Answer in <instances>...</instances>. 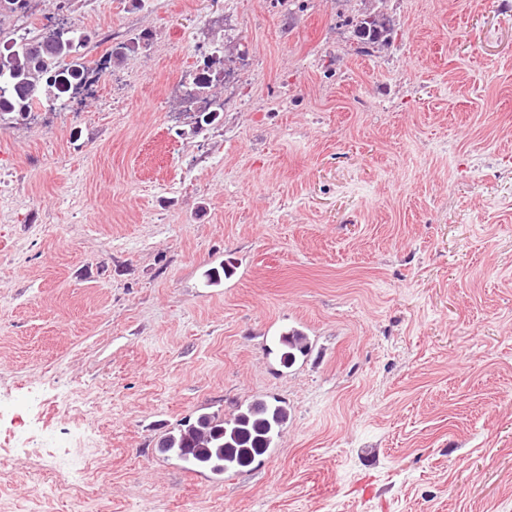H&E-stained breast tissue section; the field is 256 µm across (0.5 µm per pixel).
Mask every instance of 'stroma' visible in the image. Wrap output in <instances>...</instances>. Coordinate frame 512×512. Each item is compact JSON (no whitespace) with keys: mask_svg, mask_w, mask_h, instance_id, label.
Returning <instances> with one entry per match:
<instances>
[{"mask_svg":"<svg viewBox=\"0 0 512 512\" xmlns=\"http://www.w3.org/2000/svg\"><path fill=\"white\" fill-rule=\"evenodd\" d=\"M59 2L0 26L96 34L89 92L0 128V426L90 446L79 484L0 447V512H512V0ZM225 51L194 134L171 88ZM256 398L275 454L159 452ZM354 33L361 47L360 52L371 54L375 49L387 45L394 33V21L384 13L369 14L355 22ZM283 339L276 344L279 353L280 364L284 368H291L298 359L305 358L308 353V336L298 328L284 331ZM278 336V337H282Z\"/></svg>","mask_w":512,"mask_h":512,"instance_id":"obj_1","label":"stroma"}]
</instances>
